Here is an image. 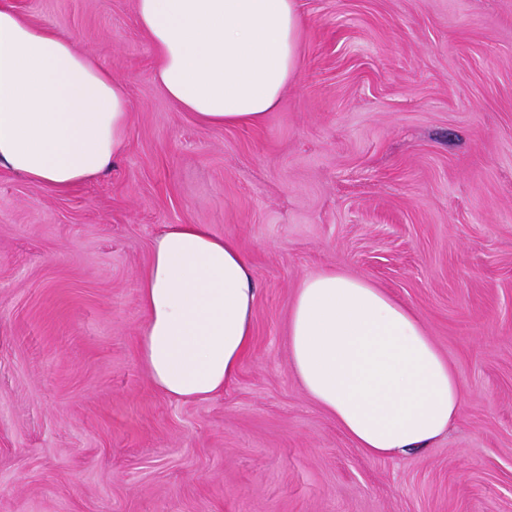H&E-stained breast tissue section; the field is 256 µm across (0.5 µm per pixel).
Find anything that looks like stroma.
I'll list each match as a JSON object with an SVG mask.
<instances>
[{
	"label": "stroma",
	"mask_w": 512,
	"mask_h": 512,
	"mask_svg": "<svg viewBox=\"0 0 512 512\" xmlns=\"http://www.w3.org/2000/svg\"><path fill=\"white\" fill-rule=\"evenodd\" d=\"M125 84L128 148L57 194L0 168V512H512V0H297L263 124L204 127L152 80L136 0H12ZM166 224L237 239L253 342L174 401L138 353ZM411 308L464 387L423 451L370 458L305 393L310 275Z\"/></svg>",
	"instance_id": "stroma-1"
}]
</instances>
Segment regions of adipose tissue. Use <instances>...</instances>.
Here are the masks:
<instances>
[{
	"label": "adipose tissue",
	"mask_w": 512,
	"mask_h": 512,
	"mask_svg": "<svg viewBox=\"0 0 512 512\" xmlns=\"http://www.w3.org/2000/svg\"><path fill=\"white\" fill-rule=\"evenodd\" d=\"M153 80L207 127L261 124L300 63L296 0H137ZM125 86L69 36L0 0V167L62 193L108 171L128 143ZM139 356L175 401L223 391L252 342L256 291L240 245L167 224L141 278ZM288 360L307 395L366 455L429 446L463 389L419 317L370 281L306 277L288 314Z\"/></svg>",
	"instance_id": "obj_1"
}]
</instances>
